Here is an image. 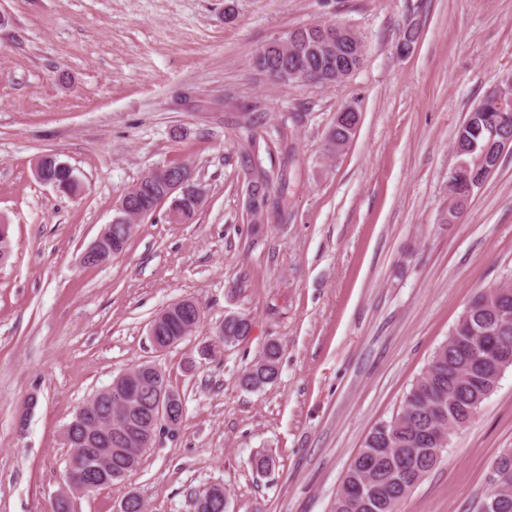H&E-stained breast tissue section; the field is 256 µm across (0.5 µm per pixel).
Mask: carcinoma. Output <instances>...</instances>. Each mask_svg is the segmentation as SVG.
<instances>
[{"label":"carcinoma","instance_id":"1","mask_svg":"<svg viewBox=\"0 0 512 512\" xmlns=\"http://www.w3.org/2000/svg\"><path fill=\"white\" fill-rule=\"evenodd\" d=\"M321 33L320 25L294 29L280 39L281 45H268L254 58L255 68L261 72L272 69L283 75V83L292 84L296 79L291 73L300 67L315 71L326 83L336 82L328 74L350 65L358 68L363 62L362 37L349 31L335 58L329 59L315 49ZM488 101L473 108L458 129L453 150L458 159L471 160L472 148L487 150L486 166H471L467 179L456 182L449 195L448 217L451 222L467 208L475 189L482 186L489 169L496 168L501 155L489 146L490 136L495 140L512 139V109L487 110ZM357 112H336L327 131L324 149L330 155L342 151L353 139L352 127L359 124ZM247 150L244 158L249 186V211L259 220L272 197L285 196L287 178L279 183L251 159L258 138L253 124L247 122ZM177 212L175 222L181 224L193 219L201 204L190 197L169 199ZM512 308V284L506 282L477 290L448 336L432 356L426 370L406 394L398 411L390 420L379 423L367 436L363 448L348 468L341 488L333 503V512H398V505L416 484L432 470L440 460V453L448 447L452 434L468 424L483 401L495 390L502 372L512 367V317L504 318L501 308ZM185 315L179 313L169 318L163 334L169 336L190 335ZM250 318L240 316V325L224 324L225 344L241 342L247 337ZM493 329L497 333V351L485 352L478 343V336ZM280 346L266 345L256 363L241 377L243 386L261 389L274 383L279 374ZM91 400L98 401L99 409L112 410V420L118 424H133L139 413L127 414L123 409L109 407L111 398L100 390ZM112 449L106 460L112 471V480L93 484L95 492L114 483L123 482L140 465L142 448H125L112 442L103 444ZM498 484L494 487L500 503V512H512V456L497 458ZM217 499L208 498V491L192 498L194 512H219Z\"/></svg>","mask_w":512,"mask_h":512}]
</instances>
